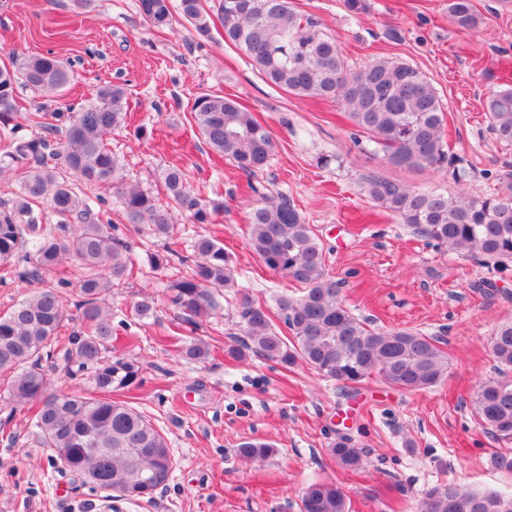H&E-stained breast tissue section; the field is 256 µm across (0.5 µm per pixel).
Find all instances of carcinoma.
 <instances>
[{
	"instance_id": "obj_1",
	"label": "carcinoma",
	"mask_w": 512,
	"mask_h": 512,
	"mask_svg": "<svg viewBox=\"0 0 512 512\" xmlns=\"http://www.w3.org/2000/svg\"><path fill=\"white\" fill-rule=\"evenodd\" d=\"M141 14L153 27L170 29L179 14L198 38L210 37L217 18L224 42L250 60L265 80L290 94L337 102L344 115L396 169L441 170L458 162L444 138V106L435 87L416 67L402 61L373 59L350 71L336 40L320 24L305 18L292 0H213L207 12L201 0H138ZM448 13L462 29L477 26L471 0H448ZM74 70L49 53H12L0 63V175L13 173L19 191L0 201V266L40 288L0 315V375L8 377L7 399L33 411L32 421L42 447L51 451L57 469L83 478L106 498L150 499L165 487L173 459L165 438L145 417L122 402L106 401L50 389V356L65 327L58 292L45 288L63 262L83 271L79 292L80 330L68 338L65 374L87 376L96 390L111 392L140 384V367L132 362L105 361L112 343V288L131 277L135 263L127 242L112 235V221L103 197L90 198L71 180L112 189L137 231L169 238L173 212L194 224H209L224 211V202L210 199L189 184L179 164L168 165L164 189L169 203L124 180L121 160L107 140L125 124L127 101L119 85H101L94 100L69 103L61 112L22 113L15 90L19 85L38 95L60 97L75 81ZM490 130L512 144V88L488 98ZM192 112L210 149L254 174L274 149L270 131L231 96L195 98ZM40 132L22 135L24 126ZM362 189L377 206L396 216L418 235L458 253L478 266L508 270L512 263V173L502 191L467 199L436 191H416L401 181L376 173L362 177ZM49 205L54 220L39 210ZM247 244L269 271L301 287L274 296V307L255 302L238 288L237 270L218 240L191 241V255L175 249L157 258L153 269L175 262L168 290L180 314V325L194 331L218 307L213 291H234L233 315L244 339L225 349L234 361L255 353L288 369L303 362L323 377L358 385L372 376L407 392L435 387L448 372V353L434 336L419 331H380L355 316L339 298L325 272L323 247L287 195H263L249 212ZM136 316L156 311L155 298L143 294L133 304ZM278 318L290 332L284 336ZM498 376L480 382L472 399L481 425L502 439L512 438V321L500 324L490 339ZM185 356L196 362L210 355L198 338L186 344ZM240 456L264 460L275 453L265 441L239 444ZM336 463L349 471L363 467L361 449L346 437L330 448ZM300 512H349L343 490L332 482L308 485ZM416 512H512V495L492 487L436 486L417 503Z\"/></svg>"
}]
</instances>
